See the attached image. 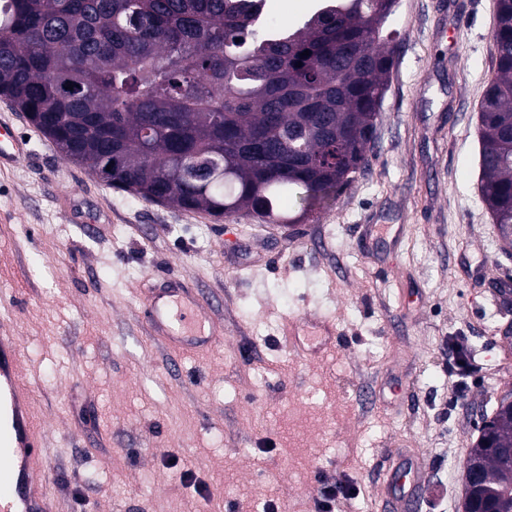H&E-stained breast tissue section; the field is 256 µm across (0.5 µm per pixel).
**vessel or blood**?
Returning a JSON list of instances; mask_svg holds the SVG:
<instances>
[{"label":"vessel or blood","mask_w":512,"mask_h":512,"mask_svg":"<svg viewBox=\"0 0 512 512\" xmlns=\"http://www.w3.org/2000/svg\"><path fill=\"white\" fill-rule=\"evenodd\" d=\"M25 152L26 143L14 128L0 123V167ZM142 312L151 335L170 348L212 349L222 343V328L206 322L203 298L179 278H166L149 289ZM0 397L6 401L0 409V512H56L40 464L43 448L33 425L29 393L18 377L15 339L7 332L0 334ZM386 484L395 512H418L422 483L414 464L391 465Z\"/></svg>","instance_id":"b4317fda"}]
</instances>
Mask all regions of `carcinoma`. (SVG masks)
<instances>
[{"mask_svg": "<svg viewBox=\"0 0 512 512\" xmlns=\"http://www.w3.org/2000/svg\"><path fill=\"white\" fill-rule=\"evenodd\" d=\"M391 15L381 0H331L268 28L255 0H0V96L66 160L111 167L114 188L218 220L302 224L369 163ZM492 39L480 193L512 246V0H497ZM490 425L512 445V392ZM471 452L477 494L512 512V467Z\"/></svg>", "mask_w": 512, "mask_h": 512, "instance_id": "obj_1", "label": "carcinoma"}]
</instances>
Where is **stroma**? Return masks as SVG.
Instances as JSON below:
<instances>
[{"instance_id":"obj_1","label":"stroma","mask_w":512,"mask_h":512,"mask_svg":"<svg viewBox=\"0 0 512 512\" xmlns=\"http://www.w3.org/2000/svg\"><path fill=\"white\" fill-rule=\"evenodd\" d=\"M368 168L303 224L223 220L144 201L64 161L0 99L28 154L0 172V296L57 512H314L316 471L387 512L385 469L421 463V512H462L481 417L512 390V253L479 194L477 115L494 72L495 0H398ZM94 228L70 221L65 200ZM173 275L223 325L169 351L141 314ZM335 346L293 352L288 321ZM471 371L448 373L450 345ZM191 471L197 495L181 480Z\"/></svg>"}]
</instances>
